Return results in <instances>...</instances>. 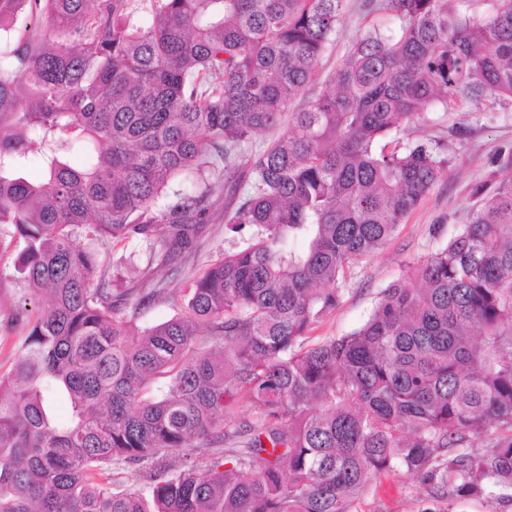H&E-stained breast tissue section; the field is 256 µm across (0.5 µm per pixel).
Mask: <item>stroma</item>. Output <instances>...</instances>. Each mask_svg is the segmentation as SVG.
Segmentation results:
<instances>
[{
	"label": "stroma",
	"mask_w": 512,
	"mask_h": 512,
	"mask_svg": "<svg viewBox=\"0 0 512 512\" xmlns=\"http://www.w3.org/2000/svg\"><path fill=\"white\" fill-rule=\"evenodd\" d=\"M397 30V23L373 15L363 0H348L340 30L320 60L315 80L291 105L299 110L320 93L334 75L351 44L371 26ZM401 141L432 139L444 147L449 166L423 197L419 205L400 224L394 237L377 253L358 260L346 280L340 304L315 326L311 342L330 336H342L359 328L371 315L382 290L403 281L411 264L426 259L444 246L469 223L476 205L474 186L486 180L490 159L503 147L512 146V107L483 112L469 106L448 114L429 112L420 124L400 133ZM214 206L205 215V229L198 255L183 263L178 276L168 278L170 299L142 306L137 323L148 327L172 318L189 281L223 257L230 243L225 235L226 215L232 214L236 201L227 186L213 191ZM20 243L0 244V374L7 372L22 349L23 336L14 319L24 305L35 297L18 278L14 264ZM148 245L139 239L113 243L103 251L105 265L122 269L131 284H139L147 264ZM354 512H512V490L488 484L481 494L438 501L432 498L427 482L397 470L371 482L354 504Z\"/></svg>",
	"instance_id": "35a3bbf8"
}]
</instances>
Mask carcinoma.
<instances>
[{
    "label": "carcinoma",
    "instance_id": "cac0c4a2",
    "mask_svg": "<svg viewBox=\"0 0 512 512\" xmlns=\"http://www.w3.org/2000/svg\"><path fill=\"white\" fill-rule=\"evenodd\" d=\"M346 2L0 0V235L23 241L16 271L41 293L0 374V512H353L388 470L437 499L512 487V434L475 451L512 429V147L444 248L361 327L307 344L447 167L437 145L386 139L430 109L512 106V0H365L397 34L370 27L292 132L249 150L313 80ZM38 13L47 27L17 26ZM241 157L232 249L174 317L138 327L168 292L128 287L101 253L144 240L149 271L195 255ZM140 464L146 494L104 480Z\"/></svg>",
    "mask_w": 512,
    "mask_h": 512
}]
</instances>
